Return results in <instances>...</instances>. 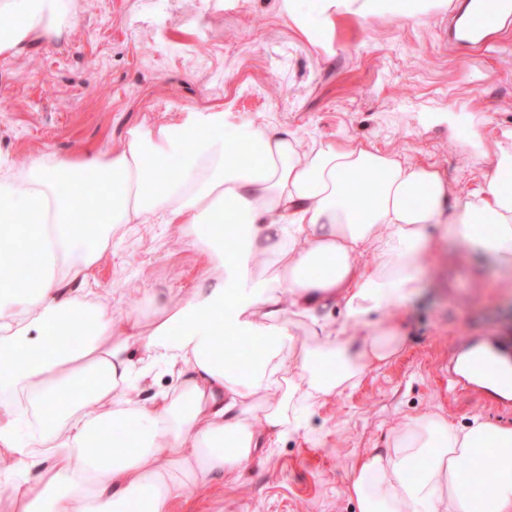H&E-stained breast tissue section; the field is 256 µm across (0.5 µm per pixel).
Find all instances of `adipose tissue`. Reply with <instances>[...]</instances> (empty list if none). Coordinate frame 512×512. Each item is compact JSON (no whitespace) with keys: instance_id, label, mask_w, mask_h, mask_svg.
<instances>
[{"instance_id":"obj_1","label":"adipose tissue","mask_w":512,"mask_h":512,"mask_svg":"<svg viewBox=\"0 0 512 512\" xmlns=\"http://www.w3.org/2000/svg\"><path fill=\"white\" fill-rule=\"evenodd\" d=\"M447 5L281 0L302 31ZM0 15L12 21L0 58L78 23L72 0H0ZM153 221L202 228L209 252L180 309L151 294L145 332L79 293L117 230ZM438 235L512 272V131L465 196L437 164L351 141L304 148L293 132L233 126L220 111L144 124L78 157L45 152L19 168L0 154V240L37 259L34 277L0 284V496L11 512H174L188 489L300 434L301 408L399 353L395 323L361 339L348 326L415 294ZM367 251L370 267L357 261ZM337 304L343 325L318 317ZM78 323L86 338L66 343ZM220 344L248 354L245 367L226 369ZM158 369L177 388L146 393ZM484 458L497 476L479 486L467 465ZM348 493L360 512H512V428L405 418L358 459Z\"/></svg>"}]
</instances>
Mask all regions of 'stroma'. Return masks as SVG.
I'll list each match as a JSON object with an SVG mask.
<instances>
[{"mask_svg":"<svg viewBox=\"0 0 512 512\" xmlns=\"http://www.w3.org/2000/svg\"><path fill=\"white\" fill-rule=\"evenodd\" d=\"M79 24L46 46L0 59V151L17 166L42 152L80 156L117 147L144 121L223 112L311 140L371 143L448 171L460 193L488 169L471 139L493 147L512 130V26L461 55L448 15L376 14L300 32L280 0H79ZM434 112H466L449 131ZM88 297L116 318L151 325L146 289L170 308L196 285L202 246L183 226L127 225ZM443 244L423 263L417 293L397 313L350 326L366 336L398 316L400 352L320 402L307 429L262 449L230 480L188 491L175 512H359L348 484L359 456L384 447L396 422L439 413L512 427L505 414L448 392V359L469 336H512V288L490 260Z\"/></svg>","mask_w":512,"mask_h":512,"instance_id":"stroma-1","label":"stroma"}]
</instances>
